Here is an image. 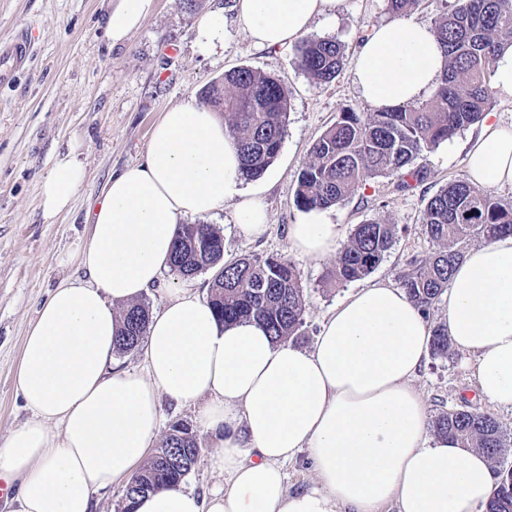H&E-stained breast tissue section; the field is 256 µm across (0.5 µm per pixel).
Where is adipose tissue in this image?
<instances>
[{"mask_svg": "<svg viewBox=\"0 0 512 512\" xmlns=\"http://www.w3.org/2000/svg\"><path fill=\"white\" fill-rule=\"evenodd\" d=\"M338 0H235L255 49L286 47ZM155 0H111L107 35L125 43ZM227 19L202 15L194 47L224 50ZM442 52L434 30L407 20L373 30L354 82L375 107L414 103L434 87ZM86 178L80 143L41 184L46 216L65 211ZM479 187L512 188V126L487 113L467 155ZM234 207L237 232L264 234L268 212L245 186L218 113L189 101L154 126L144 161L112 175L77 251L86 274L41 304L24 341L15 384L30 419L0 444V471L19 483L15 512H93L95 497L150 457L160 397L193 406L213 435L210 465L223 488L179 487L138 497L136 512H483L495 486L490 459L453 439L428 437L413 381L430 352L432 326L391 282L349 295L320 326L312 349L272 342L257 323L224 325L190 286L161 284L180 221ZM339 225L311 211L291 225V251L332 253ZM157 289L142 370L115 367L119 306ZM443 301L456 349L473 360L475 390L512 412V236L466 252ZM307 454L316 487L288 493L281 462Z\"/></svg>", "mask_w": 512, "mask_h": 512, "instance_id": "obj_1", "label": "adipose tissue"}]
</instances>
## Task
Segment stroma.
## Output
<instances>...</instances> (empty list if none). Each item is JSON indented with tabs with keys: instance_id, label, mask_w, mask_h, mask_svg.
<instances>
[{
	"instance_id": "35a3bbf8",
	"label": "stroma",
	"mask_w": 512,
	"mask_h": 512,
	"mask_svg": "<svg viewBox=\"0 0 512 512\" xmlns=\"http://www.w3.org/2000/svg\"><path fill=\"white\" fill-rule=\"evenodd\" d=\"M234 0H156L155 11L126 43L114 46L106 37L110 0H0V38L25 30L33 47L27 70L13 83L0 85V441L30 417L18 393L14 372L25 336L49 293L64 279L83 275L76 246L88 234L86 216L109 177L143 161L154 125L163 112L199 98L201 90L225 71L248 66L279 77L290 96L286 133L279 156L250 188L267 207L269 226L257 238L238 235L233 213L224 210L212 223L224 237V258L281 256L301 273L305 324L294 343L312 349L323 319L359 282L330 283L334 256L318 260L291 252L288 230L304 214L294 204L299 169L310 145L345 107L359 112L371 106L360 95L353 76L356 54L373 28L394 23L387 0H340L332 19L315 18L311 33L345 47V65L329 84H319L299 70L292 48L254 49L233 22ZM222 6L229 22L224 51L205 58L194 46V25L209 8ZM481 124L459 131L423 158L426 180L410 192L396 191L393 179H375L371 188L343 205L328 209L330 223L350 232L375 218L399 224L400 232L369 282L396 281L411 261L436 249L419 229L428 197L465 175L466 152ZM79 140L87 177L69 210L45 216L40 184L55 159ZM428 416L469 399L493 414L512 434V413L478 398L473 366L467 355L428 358L413 381ZM163 426L188 424L200 448L184 480L186 488L204 494L223 485L224 477L209 462L208 440L197 411L161 398Z\"/></svg>"
}]
</instances>
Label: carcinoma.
<instances>
[{
	"instance_id": "obj_1",
	"label": "carcinoma",
	"mask_w": 512,
	"mask_h": 512,
	"mask_svg": "<svg viewBox=\"0 0 512 512\" xmlns=\"http://www.w3.org/2000/svg\"><path fill=\"white\" fill-rule=\"evenodd\" d=\"M445 64L438 87L422 103L357 112L345 108L312 143L297 176L294 204L301 211L340 206L379 177H392L396 190L410 192L427 171L416 160L458 131L479 122L494 99L492 77L502 54L512 49V0H456L435 22ZM345 53L333 38H302L294 59L310 79L330 83L344 68ZM201 103L224 115L229 136L238 145L241 173L260 176L282 146L290 98L279 78L238 67L211 82ZM420 230L437 250L398 273L409 298L425 316L448 291L451 276L473 240L492 241L512 235V202L502 203L463 176L427 199ZM399 225L387 219L358 224L336 255L331 281L336 285L365 278L393 245ZM170 271L193 278L213 269L208 301L219 320L230 324L249 319L266 328L276 342L301 335L305 301L296 267L281 257L224 260V239L212 224H180L169 262ZM149 310L133 301L123 310L115 337L116 354L137 348L145 333ZM431 354L451 355L448 329L432 330ZM439 437H452L461 447L486 454L494 463L512 447L500 424L473 406L440 412L432 420ZM199 448L191 429L173 423L151 459L128 481L123 512H131L137 496L173 489L192 469ZM497 481L486 512H512V468L496 469Z\"/></svg>"
}]
</instances>
